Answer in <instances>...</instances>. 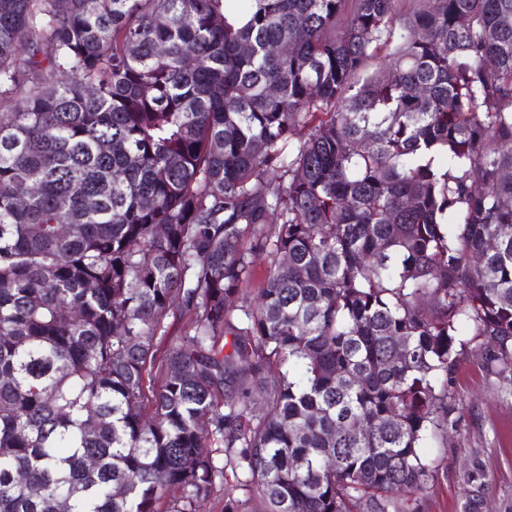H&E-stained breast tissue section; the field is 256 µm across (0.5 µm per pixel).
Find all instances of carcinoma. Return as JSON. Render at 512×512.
Listing matches in <instances>:
<instances>
[{"label": "carcinoma", "instance_id": "1", "mask_svg": "<svg viewBox=\"0 0 512 512\" xmlns=\"http://www.w3.org/2000/svg\"><path fill=\"white\" fill-rule=\"evenodd\" d=\"M471 355L512 0H0V512H416Z\"/></svg>", "mask_w": 512, "mask_h": 512}]
</instances>
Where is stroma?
Segmentation results:
<instances>
[{"label": "stroma", "instance_id": "obj_1", "mask_svg": "<svg viewBox=\"0 0 512 512\" xmlns=\"http://www.w3.org/2000/svg\"><path fill=\"white\" fill-rule=\"evenodd\" d=\"M454 391L455 430L423 450L437 477L418 512H512V388L471 360Z\"/></svg>", "mask_w": 512, "mask_h": 512}]
</instances>
